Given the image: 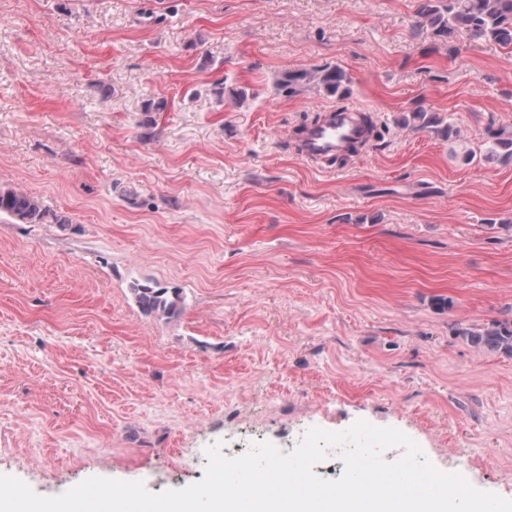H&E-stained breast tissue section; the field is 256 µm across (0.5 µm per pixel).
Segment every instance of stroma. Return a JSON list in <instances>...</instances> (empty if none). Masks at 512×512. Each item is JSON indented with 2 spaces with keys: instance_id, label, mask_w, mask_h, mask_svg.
<instances>
[{
  "instance_id": "obj_1",
  "label": "stroma",
  "mask_w": 512,
  "mask_h": 512,
  "mask_svg": "<svg viewBox=\"0 0 512 512\" xmlns=\"http://www.w3.org/2000/svg\"><path fill=\"white\" fill-rule=\"evenodd\" d=\"M421 4L0 0V185L64 218L0 215V474L158 493L212 445L365 421L512 500V357L456 334L512 320V49ZM335 65L379 139L322 166L292 137L335 98L277 82ZM136 303L145 315L166 318L179 316L182 312V297L179 291L161 286L133 285L131 288Z\"/></svg>"
}]
</instances>
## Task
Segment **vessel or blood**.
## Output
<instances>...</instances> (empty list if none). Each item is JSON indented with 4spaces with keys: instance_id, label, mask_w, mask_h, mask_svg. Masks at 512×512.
<instances>
[{
    "instance_id": "1",
    "label": "vessel or blood",
    "mask_w": 512,
    "mask_h": 512,
    "mask_svg": "<svg viewBox=\"0 0 512 512\" xmlns=\"http://www.w3.org/2000/svg\"><path fill=\"white\" fill-rule=\"evenodd\" d=\"M362 136L356 109H334L327 112L324 121L303 131L296 143V152L304 160L317 163L344 153L351 142Z\"/></svg>"
}]
</instances>
